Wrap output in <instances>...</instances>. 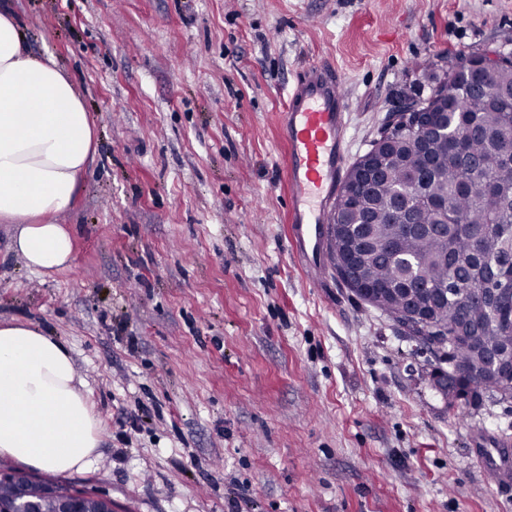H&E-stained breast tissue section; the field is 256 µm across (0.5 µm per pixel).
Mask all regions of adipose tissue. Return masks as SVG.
I'll return each mask as SVG.
<instances>
[{"mask_svg": "<svg viewBox=\"0 0 512 512\" xmlns=\"http://www.w3.org/2000/svg\"><path fill=\"white\" fill-rule=\"evenodd\" d=\"M94 126L53 58L28 55L10 7L0 8V222L36 272L68 267L61 219L95 149ZM66 346L19 322L0 323V457L59 473L86 468L98 421Z\"/></svg>", "mask_w": 512, "mask_h": 512, "instance_id": "adipose-tissue-1", "label": "adipose tissue"}]
</instances>
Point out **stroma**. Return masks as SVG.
<instances>
[{"label": "stroma", "mask_w": 512, "mask_h": 512, "mask_svg": "<svg viewBox=\"0 0 512 512\" xmlns=\"http://www.w3.org/2000/svg\"><path fill=\"white\" fill-rule=\"evenodd\" d=\"M9 3L96 129L69 267L31 271L0 223V320L70 349L99 420L62 481L116 512H512L470 445L512 439V399L448 404L439 352L307 283L279 129L296 72L328 60L358 158L458 56L512 51V0Z\"/></svg>", "instance_id": "1"}]
</instances>
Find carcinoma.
<instances>
[{
	"instance_id": "carcinoma-1",
	"label": "carcinoma",
	"mask_w": 512,
	"mask_h": 512,
	"mask_svg": "<svg viewBox=\"0 0 512 512\" xmlns=\"http://www.w3.org/2000/svg\"><path fill=\"white\" fill-rule=\"evenodd\" d=\"M461 55L438 81L435 116L448 133L466 136V155L433 137L426 152L416 144L412 117H399L390 158L374 174L353 165L349 194L336 197L342 235L329 251L332 265L348 260L358 283L380 294L385 312L404 334L444 352L465 404L487 394L512 399V366H492L488 351L512 348V296L493 301L480 290L489 277L512 285V53L499 56L484 91L469 89L471 62ZM448 224V234L414 231L411 224ZM429 318L417 328L400 314ZM29 499L41 512L57 501L42 481L29 483Z\"/></svg>"
}]
</instances>
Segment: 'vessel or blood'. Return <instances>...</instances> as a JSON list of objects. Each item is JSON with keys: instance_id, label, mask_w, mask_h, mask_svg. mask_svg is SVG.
<instances>
[{"instance_id": "b4317fda", "label": "vessel or blood", "mask_w": 512, "mask_h": 512, "mask_svg": "<svg viewBox=\"0 0 512 512\" xmlns=\"http://www.w3.org/2000/svg\"><path fill=\"white\" fill-rule=\"evenodd\" d=\"M351 99L333 64L299 71L288 91L283 138L290 201L288 243L317 287H325L330 259L326 240L340 179L348 163L346 117ZM471 444L487 479L512 483V441L479 431Z\"/></svg>"}]
</instances>
